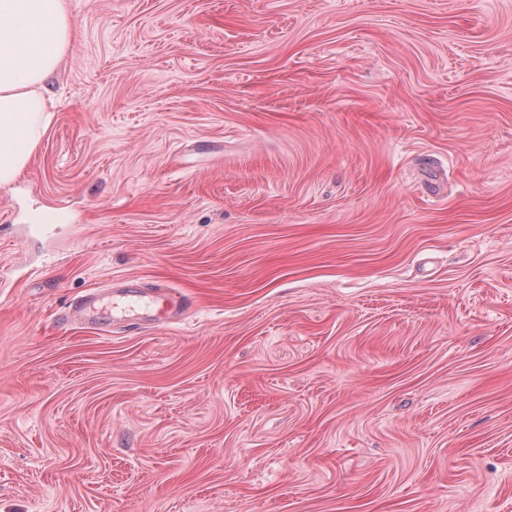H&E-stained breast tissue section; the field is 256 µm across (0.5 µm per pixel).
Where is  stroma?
I'll list each match as a JSON object with an SVG mask.
<instances>
[{
  "mask_svg": "<svg viewBox=\"0 0 512 512\" xmlns=\"http://www.w3.org/2000/svg\"><path fill=\"white\" fill-rule=\"evenodd\" d=\"M69 4L0 512H512V0ZM124 277L194 309L61 322Z\"/></svg>",
  "mask_w": 512,
  "mask_h": 512,
  "instance_id": "obj_1",
  "label": "stroma"
}]
</instances>
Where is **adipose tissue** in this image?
Returning a JSON list of instances; mask_svg holds the SVG:
<instances>
[{"label":"adipose tissue","mask_w":512,"mask_h":512,"mask_svg":"<svg viewBox=\"0 0 512 512\" xmlns=\"http://www.w3.org/2000/svg\"><path fill=\"white\" fill-rule=\"evenodd\" d=\"M73 37L68 0H0V186L28 167L58 108L44 84Z\"/></svg>","instance_id":"obj_1"}]
</instances>
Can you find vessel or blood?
<instances>
[{
    "label": "vessel or blood",
    "instance_id": "b4317fda",
    "mask_svg": "<svg viewBox=\"0 0 512 512\" xmlns=\"http://www.w3.org/2000/svg\"><path fill=\"white\" fill-rule=\"evenodd\" d=\"M191 301L162 286L146 288L137 280H120L110 293L94 291L70 305L63 321L92 322L109 318L120 321L136 317L139 325H150L163 319H181L190 313Z\"/></svg>",
    "mask_w": 512,
    "mask_h": 512
}]
</instances>
